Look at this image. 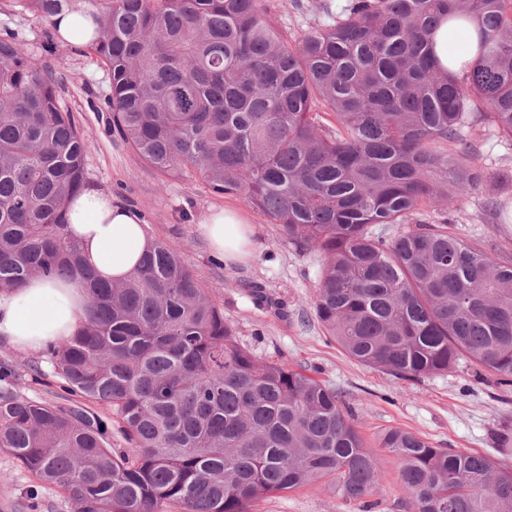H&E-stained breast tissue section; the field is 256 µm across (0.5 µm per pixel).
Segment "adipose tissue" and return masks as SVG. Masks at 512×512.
Here are the masks:
<instances>
[{
    "label": "adipose tissue",
    "instance_id": "obj_1",
    "mask_svg": "<svg viewBox=\"0 0 512 512\" xmlns=\"http://www.w3.org/2000/svg\"><path fill=\"white\" fill-rule=\"evenodd\" d=\"M433 40L440 63L454 69L460 49L474 48L476 32L464 22L445 21ZM67 230L79 240L88 262L110 281L125 278L150 244L140 212L94 186L85 187L71 201ZM201 230L225 263L250 257L255 230L239 210L210 208ZM85 318V293L75 281L36 278L0 292V341L22 350L43 351L49 343L79 330Z\"/></svg>",
    "mask_w": 512,
    "mask_h": 512
}]
</instances>
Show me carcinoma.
Instances as JSON below:
<instances>
[{"mask_svg":"<svg viewBox=\"0 0 512 512\" xmlns=\"http://www.w3.org/2000/svg\"><path fill=\"white\" fill-rule=\"evenodd\" d=\"M325 15L290 41L266 0H13L47 21L90 16L110 125L165 181L242 197L321 258L314 314L357 362L418 381L468 361L512 385V264L421 221L495 177L457 145L488 123L512 138V0H295ZM477 24V59L441 67L440 21ZM64 78L0 31V290L79 278L87 320L49 345L69 403L0 385V449L74 512H250L275 493L362 502L380 482L335 388L241 346L180 250L154 241L110 283L68 235L87 183ZM107 406L132 453L108 448ZM411 512H512V466L390 427Z\"/></svg>","mask_w":512,"mask_h":512,"instance_id":"carcinoma-1","label":"carcinoma"}]
</instances>
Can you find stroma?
<instances>
[{"instance_id":"stroma-1","label":"stroma","mask_w":512,"mask_h":512,"mask_svg":"<svg viewBox=\"0 0 512 512\" xmlns=\"http://www.w3.org/2000/svg\"><path fill=\"white\" fill-rule=\"evenodd\" d=\"M0 0V24L9 23L25 40L33 58L66 78L64 98L86 143L89 185L136 207L149 236L177 246L211 299L224 311L239 343L262 360H285L340 390L353 406L358 429L375 456L381 480L372 512H410L399 487L393 456L379 445L381 433L400 427L437 448L495 455L498 431L512 429V386L477 378L467 364L418 381L399 380L350 358L313 314L321 260L289 244L278 225L267 223L243 199L212 192L186 178L162 181L139 162L109 125L102 92L106 75L85 49L46 38L49 26L34 15L6 14ZM462 138L479 166L497 182L449 208L433 205L422 218L449 219L453 231L471 243L492 244L503 261L512 262V139L489 124L464 128ZM240 210L256 229L255 249L242 264H225L200 231L210 208ZM262 285L286 312L260 307L248 293ZM0 366L15 374L17 389L30 398L61 402L67 394L45 354L0 342ZM41 376H34V369ZM0 512H73L63 491L42 486L8 452L0 449ZM252 512H363L360 504L315 488L277 493Z\"/></svg>"}]
</instances>
